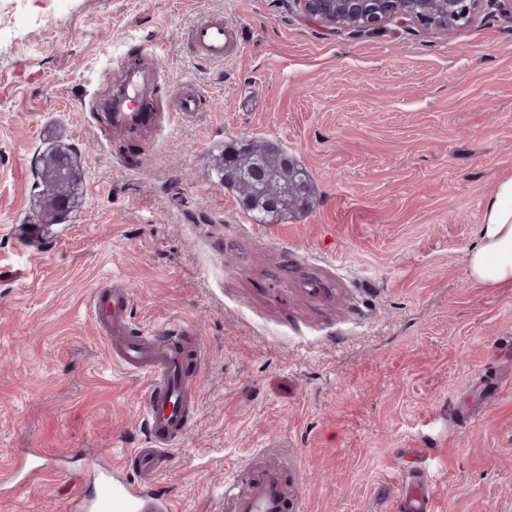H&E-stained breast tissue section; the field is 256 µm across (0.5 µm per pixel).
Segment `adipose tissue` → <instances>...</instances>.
Returning <instances> with one entry per match:
<instances>
[{"mask_svg":"<svg viewBox=\"0 0 512 512\" xmlns=\"http://www.w3.org/2000/svg\"><path fill=\"white\" fill-rule=\"evenodd\" d=\"M480 243L467 257V275L478 288L512 286V177L499 182L484 204Z\"/></svg>","mask_w":512,"mask_h":512,"instance_id":"1","label":"adipose tissue"}]
</instances>
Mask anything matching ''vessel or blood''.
<instances>
[{"label":"vessel or blood","mask_w":512,"mask_h":512,"mask_svg":"<svg viewBox=\"0 0 512 512\" xmlns=\"http://www.w3.org/2000/svg\"><path fill=\"white\" fill-rule=\"evenodd\" d=\"M188 36L198 56L210 61L227 59L239 50L236 29L220 16L198 22ZM112 109L122 122L141 116L136 76L128 77L114 97ZM131 302L129 289L117 285L93 295L90 313L105 335L114 365L150 380L145 411L149 445L132 449L127 456L136 471V482L118 481L107 466H99L92 492L77 496L70 504L71 512H176L173 501L156 483L168 468L173 446L197 412L196 380L205 365V346L199 339L186 343L183 326L176 335L163 339L146 333L132 335L128 323ZM224 504L228 512H296L298 507L288 495L282 468L263 465L257 455L225 481ZM397 512H434L430 486L423 475L403 480Z\"/></svg>","instance_id":"b4317fda"}]
</instances>
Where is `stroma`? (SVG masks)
Instances as JSON below:
<instances>
[{
	"label": "stroma",
	"mask_w": 512,
	"mask_h": 512,
	"mask_svg": "<svg viewBox=\"0 0 512 512\" xmlns=\"http://www.w3.org/2000/svg\"><path fill=\"white\" fill-rule=\"evenodd\" d=\"M222 14L242 50L187 40ZM148 65L151 125L106 116L113 78ZM194 87L195 112L171 100ZM274 143L313 206L252 223L211 160ZM69 149L76 208L37 235L41 159ZM512 177V8L450 32L331 30L294 0H0V471L55 467L0 512H68L89 460L132 477L146 377L90 316L125 285L129 324L205 340L199 412L160 486L179 512H225L249 455L287 464L299 512H392L406 472L435 512H512V288H475L483 203Z\"/></svg>",
	"instance_id": "1"
}]
</instances>
